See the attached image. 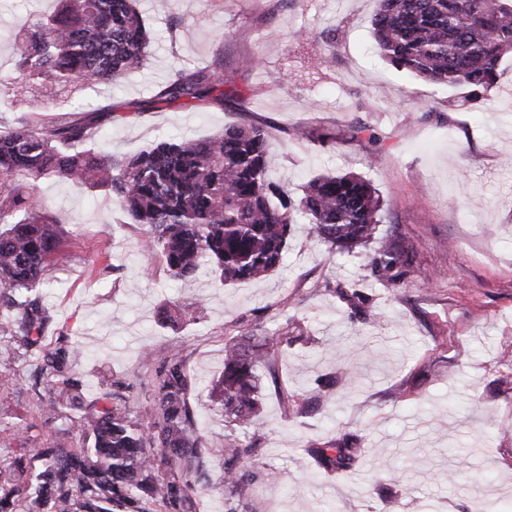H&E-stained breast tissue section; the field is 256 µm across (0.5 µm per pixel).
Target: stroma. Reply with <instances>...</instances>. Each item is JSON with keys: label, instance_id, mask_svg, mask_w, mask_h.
Wrapping results in <instances>:
<instances>
[{"label": "stroma", "instance_id": "obj_1", "mask_svg": "<svg viewBox=\"0 0 512 512\" xmlns=\"http://www.w3.org/2000/svg\"><path fill=\"white\" fill-rule=\"evenodd\" d=\"M375 0H139L151 58L119 85L79 99L112 108L103 134L116 155L158 137L203 139L229 123L269 133L272 176L290 194L322 172L371 179L388 203L380 234L413 247L409 263L379 275L361 254L340 255L296 225L283 265L222 284L170 276L141 251V230L121 221L108 195L55 179L39 183L63 241L43 288L52 324L81 345L84 397L122 385L133 415L149 419L150 382L182 351L188 402L205 448L238 428L212 388L226 341L287 329L275 370H262L255 481L244 504L259 512H472L512 506V101L491 91L480 107L458 92L396 72L377 56ZM56 0H0V76L13 73L12 38ZM336 32L324 66L311 36ZM247 56L257 69L240 68ZM224 61L223 105L187 110L157 103L175 68ZM365 125L374 153L344 142ZM311 131L296 139L294 129ZM205 310L161 321L173 305ZM38 354L0 335V372L18 386L0 411L39 445L54 436L38 414ZM348 435L363 450L348 474L327 473L313 445ZM200 512H224V460L211 456L196 487Z\"/></svg>", "mask_w": 512, "mask_h": 512}]
</instances>
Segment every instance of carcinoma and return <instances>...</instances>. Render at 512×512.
Returning a JSON list of instances; mask_svg holds the SVG:
<instances>
[{
    "instance_id": "1",
    "label": "carcinoma",
    "mask_w": 512,
    "mask_h": 512,
    "mask_svg": "<svg viewBox=\"0 0 512 512\" xmlns=\"http://www.w3.org/2000/svg\"><path fill=\"white\" fill-rule=\"evenodd\" d=\"M371 19L375 50L397 71L431 85L459 89L473 105L489 100L503 59L512 53V0H377ZM150 37L135 0H58L13 38L12 91L31 87L47 103L68 88L110 86L143 69ZM165 103L197 109L224 103V64L179 68L159 92ZM110 110L77 105L66 118L22 115L0 130V310L13 313L12 344L41 345L50 317L39 300L63 230L38 192L44 178L108 193L123 223L143 231L145 251L169 274L195 278L208 270L223 282L264 276L283 265L293 225L340 254L369 250L388 275L409 257L378 233L387 208L372 181L352 172L322 173L293 199L270 172L267 133L259 125L226 124L204 140L160 138L132 157L102 143ZM345 141H379L367 126ZM288 337L274 331L224 345L216 382L224 414L241 427L259 409L260 366L271 367ZM82 350L61 334L41 356L34 385L45 424L57 437L36 448L21 435L0 463V512H196L193 493L206 464L187 401L184 356H167L151 381L154 420L133 417L123 388L112 383L93 398L76 394L70 370ZM83 438L79 447L68 437ZM225 512L254 481L252 444L230 435L224 447ZM319 467L346 471L358 462V440L310 449Z\"/></svg>"
}]
</instances>
